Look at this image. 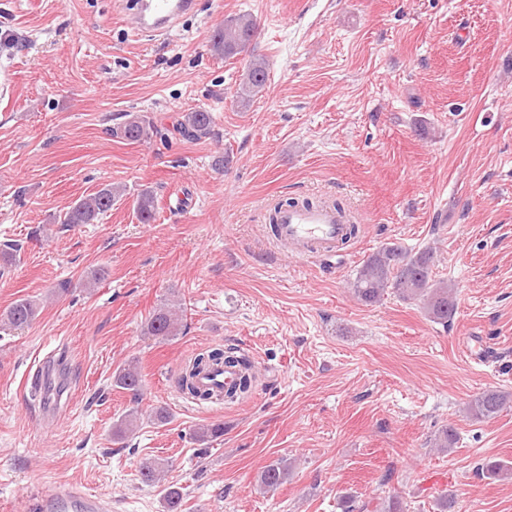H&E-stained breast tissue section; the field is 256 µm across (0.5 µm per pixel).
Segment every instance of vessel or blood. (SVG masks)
Wrapping results in <instances>:
<instances>
[{"mask_svg":"<svg viewBox=\"0 0 512 512\" xmlns=\"http://www.w3.org/2000/svg\"><path fill=\"white\" fill-rule=\"evenodd\" d=\"M128 28L152 36L169 35L176 24L195 11L196 0H115ZM346 231L344 215L326 204L285 206L276 217L274 240L292 247L299 256H329ZM240 370L216 365L199 374V390L213 394L231 389ZM32 512H112L110 498L94 495L74 484L61 483L49 493L34 497Z\"/></svg>","mask_w":512,"mask_h":512,"instance_id":"obj_1","label":"vessel or blood"}]
</instances>
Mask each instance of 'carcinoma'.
I'll return each mask as SVG.
<instances>
[{
	"instance_id": "1",
	"label": "carcinoma",
	"mask_w": 512,
	"mask_h": 512,
	"mask_svg": "<svg viewBox=\"0 0 512 512\" xmlns=\"http://www.w3.org/2000/svg\"><path fill=\"white\" fill-rule=\"evenodd\" d=\"M256 23L249 14L238 15L216 29L211 38L214 52L226 58L235 57L247 51L255 35ZM268 69L265 59L251 55L247 70L236 92L238 103L243 106L259 94L266 86ZM213 116L205 109L188 112L177 124V130L187 140H198L211 131ZM112 136L131 143L145 142L158 133L153 121L145 115L131 114L121 125L111 130ZM123 196L119 186L107 185L95 194L80 199L59 217L61 224H91L112 209V205ZM139 220L148 223L155 216V197L152 192L142 193L136 204ZM435 250L428 246L411 252L398 245H388L369 256L357 269L351 288L354 296L361 302L372 304L381 299L390 290L404 300H418L423 303L427 314L433 321L446 324L453 320L456 313L454 285L444 280L432 279ZM38 315L35 301L22 298L15 301L5 313L6 323L11 326H27ZM147 330L153 336L170 339L181 332L180 308L165 307L149 319ZM224 361L226 364L239 362L235 351L212 348L195 356L179 378L183 392L199 400L205 396L198 393L190 379L200 366L212 361ZM115 383L120 388L138 394L142 379L133 363H128L115 374ZM512 396L500 390H485L468 404V413L473 417L493 418L509 407ZM141 413L138 409L129 410L113 426V437L124 440L138 427ZM162 463L157 460L144 462L140 467V476L148 484L158 479ZM292 464L286 459H277L266 465L258 475L260 489L274 491L288 481Z\"/></svg>"
}]
</instances>
